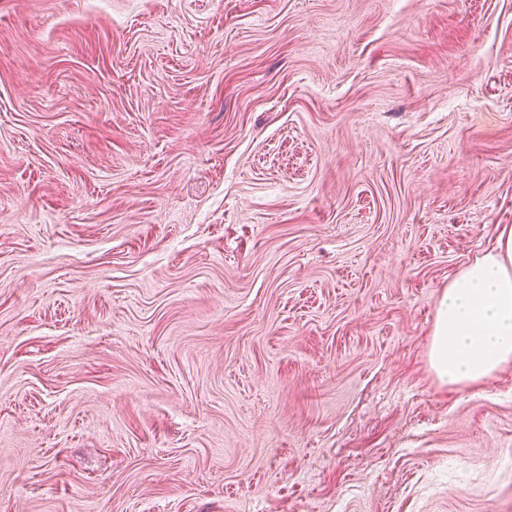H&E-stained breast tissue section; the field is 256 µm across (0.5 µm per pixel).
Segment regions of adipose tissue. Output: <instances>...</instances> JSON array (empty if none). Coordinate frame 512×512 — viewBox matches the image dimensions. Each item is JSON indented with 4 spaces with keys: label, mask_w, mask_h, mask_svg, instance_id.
<instances>
[{
    "label": "adipose tissue",
    "mask_w": 512,
    "mask_h": 512,
    "mask_svg": "<svg viewBox=\"0 0 512 512\" xmlns=\"http://www.w3.org/2000/svg\"><path fill=\"white\" fill-rule=\"evenodd\" d=\"M441 384L466 388L512 363V227L444 290L429 350Z\"/></svg>",
    "instance_id": "adipose-tissue-1"
}]
</instances>
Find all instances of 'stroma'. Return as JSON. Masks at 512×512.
Returning a JSON list of instances; mask_svg holds the SVG:
<instances>
[{
    "instance_id": "1",
    "label": "stroma",
    "mask_w": 512,
    "mask_h": 512,
    "mask_svg": "<svg viewBox=\"0 0 512 512\" xmlns=\"http://www.w3.org/2000/svg\"><path fill=\"white\" fill-rule=\"evenodd\" d=\"M509 225L512 0H0V512H512ZM429 362L443 385L466 388L512 362V227L443 291Z\"/></svg>"
}]
</instances>
